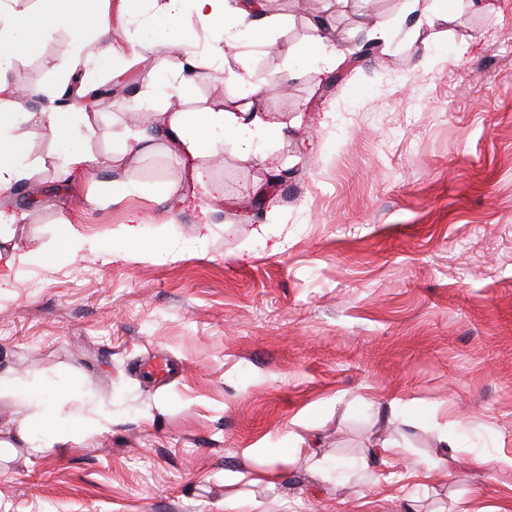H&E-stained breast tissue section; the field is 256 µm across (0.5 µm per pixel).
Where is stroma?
<instances>
[{
    "label": "stroma",
    "mask_w": 512,
    "mask_h": 512,
    "mask_svg": "<svg viewBox=\"0 0 512 512\" xmlns=\"http://www.w3.org/2000/svg\"><path fill=\"white\" fill-rule=\"evenodd\" d=\"M438 7L272 0L281 68L251 110L284 132L249 157L226 140L217 162L163 137L112 158L137 130L131 102L185 57L149 14L129 24L121 0H86L72 28L28 46L6 77L32 90L26 111H53L73 85H131L106 107L69 106L96 131L74 148L45 125L18 128L38 201L18 185L0 195L16 252L50 248L60 224L106 250L0 282V442L12 446L0 512H225L232 495L237 512H512V0H459L426 25ZM101 10L112 54L87 82ZM319 36L343 54L338 69L310 55ZM252 37L242 23L223 68L154 110L220 108L234 95L214 91L225 72L266 71ZM73 149L94 169L63 175ZM124 224L139 241L118 238ZM160 224L181 251L138 258L161 248ZM155 352L174 366L162 383L133 369ZM46 386L60 429L83 407L78 440H22L24 398ZM443 430L455 447H438ZM311 434L323 477L299 445ZM384 440L404 458L355 477ZM476 454L485 469L470 468ZM268 470L271 487L225 482Z\"/></svg>",
    "instance_id": "35a3bbf8"
}]
</instances>
